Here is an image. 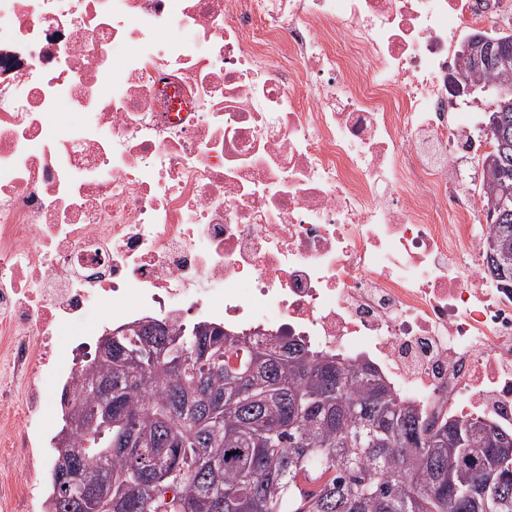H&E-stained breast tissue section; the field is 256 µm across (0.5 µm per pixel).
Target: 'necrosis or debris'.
<instances>
[{
  "label": "necrosis or debris",
  "instance_id": "obj_1",
  "mask_svg": "<svg viewBox=\"0 0 512 512\" xmlns=\"http://www.w3.org/2000/svg\"><path fill=\"white\" fill-rule=\"evenodd\" d=\"M512 0H0V507L103 310L294 336L428 416L512 429L490 134L459 37Z\"/></svg>",
  "mask_w": 512,
  "mask_h": 512
}]
</instances>
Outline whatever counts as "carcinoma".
Masks as SVG:
<instances>
[{
	"instance_id": "obj_1",
	"label": "carcinoma",
	"mask_w": 512,
	"mask_h": 512,
	"mask_svg": "<svg viewBox=\"0 0 512 512\" xmlns=\"http://www.w3.org/2000/svg\"><path fill=\"white\" fill-rule=\"evenodd\" d=\"M502 61L463 67L477 88L512 72ZM493 193L486 270L512 285V103L495 104ZM165 352L155 365L142 337ZM113 345L125 358L82 361L69 413L85 421L100 397L119 402L112 424L86 425L69 445L90 484L112 483V508L79 502L52 475L48 512H512V431L484 421H425L369 362L308 348L300 338L235 336L210 322L150 330L130 325Z\"/></svg>"
}]
</instances>
